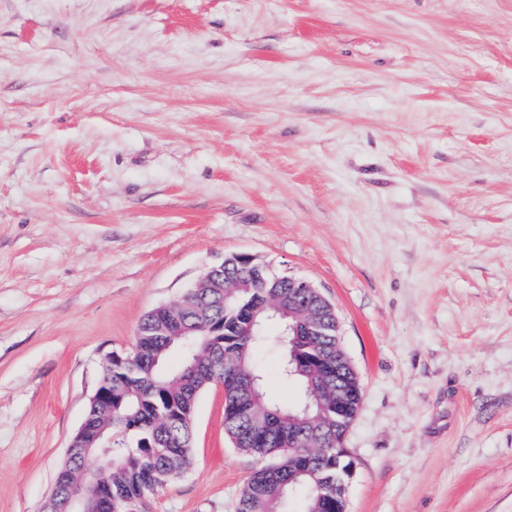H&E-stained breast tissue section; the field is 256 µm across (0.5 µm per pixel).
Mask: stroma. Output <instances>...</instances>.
<instances>
[{
  "label": "stroma",
  "instance_id": "1",
  "mask_svg": "<svg viewBox=\"0 0 512 512\" xmlns=\"http://www.w3.org/2000/svg\"><path fill=\"white\" fill-rule=\"evenodd\" d=\"M239 253L338 315L347 512H512V0H0V512ZM193 431L148 512H236L222 386Z\"/></svg>",
  "mask_w": 512,
  "mask_h": 512
}]
</instances>
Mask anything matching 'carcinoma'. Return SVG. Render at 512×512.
I'll return each mask as SVG.
<instances>
[{"instance_id": "obj_1", "label": "carcinoma", "mask_w": 512, "mask_h": 512, "mask_svg": "<svg viewBox=\"0 0 512 512\" xmlns=\"http://www.w3.org/2000/svg\"><path fill=\"white\" fill-rule=\"evenodd\" d=\"M286 288H262L234 292L216 299L209 289L180 301L175 308H158L139 322L129 358L104 366L112 407L106 411L89 407L90 426L112 430L113 467L108 478L86 469V458L72 454L57 473L56 492L47 505L50 512H63L72 492L93 496L99 487L112 491V512H133L136 504L167 481L193 465L192 418L200 393L212 383L224 388V430L238 450L266 459L240 493L237 512H286L289 490L301 487L303 512H329L318 497V486L336 481V459L343 456L346 429L315 439L313 428L324 426L334 416L336 395L322 386L329 371L318 366L307 372L288 371L289 361H317L321 351L336 346V337L286 336L276 308ZM262 318V330H247L252 311ZM179 319L196 330L194 336H159V323ZM281 347L280 373L299 384L305 402L288 405L265 389L264 375L255 367V351L270 338ZM178 362H172L174 352ZM251 377L258 390L254 411L264 417L277 412L289 416L301 429L290 439L270 427L263 441L252 440V429L237 407L238 383ZM350 395L351 415H356L363 397L358 377L342 376Z\"/></svg>"}]
</instances>
